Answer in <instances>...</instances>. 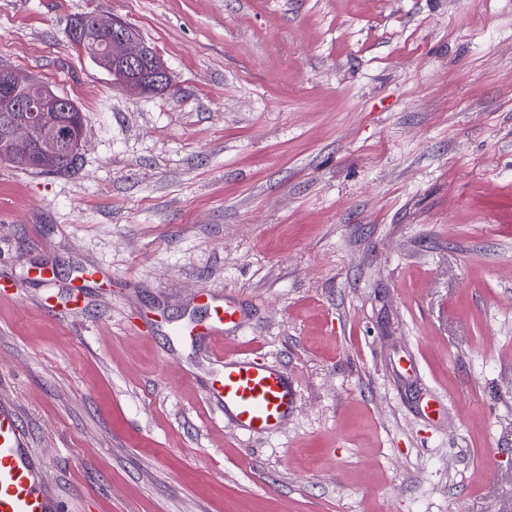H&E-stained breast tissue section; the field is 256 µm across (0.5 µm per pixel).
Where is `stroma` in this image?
I'll use <instances>...</instances> for the list:
<instances>
[{
  "label": "stroma",
  "mask_w": 512,
  "mask_h": 512,
  "mask_svg": "<svg viewBox=\"0 0 512 512\" xmlns=\"http://www.w3.org/2000/svg\"><path fill=\"white\" fill-rule=\"evenodd\" d=\"M88 11L169 88L75 52ZM1 63L84 118L77 173L0 162V400L62 500L512 512V0H0ZM205 289L242 311L225 354L296 384L275 433L164 332ZM97 14L90 12L79 16L74 20L71 25L69 37L72 47L79 54H84L93 64L100 69H103L112 76V80L120 87L126 86L132 81L141 82L137 75L129 70L120 67L119 62L113 59L112 56L116 52L117 43L119 41L118 31L123 29L122 33L127 36H133L145 42L139 33L131 26L117 20H107ZM96 18V22H95ZM109 27L108 29H100L97 26ZM112 28H117L112 32ZM78 43V44H75ZM147 46V62L145 64L146 73L142 75V70L139 72L140 76L149 75L148 72L158 73L157 86L152 87L153 92L164 91L169 86V75L161 57L156 53L153 46L145 42ZM160 76V77H159Z\"/></svg>",
  "instance_id": "1"
}]
</instances>
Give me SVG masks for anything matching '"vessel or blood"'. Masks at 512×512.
<instances>
[{
	"label": "vessel or blood",
	"mask_w": 512,
	"mask_h": 512,
	"mask_svg": "<svg viewBox=\"0 0 512 512\" xmlns=\"http://www.w3.org/2000/svg\"><path fill=\"white\" fill-rule=\"evenodd\" d=\"M209 309L207 322L173 325L171 335H197L213 342V355L224 365L209 384L206 398L225 419L247 433L276 431L296 405L297 389L287 372L251 357L225 358L217 340L235 322L237 306L232 297L200 296ZM45 460L29 442L17 407L0 401V512H64Z\"/></svg>",
	"instance_id": "vessel-or-blood-1"
}]
</instances>
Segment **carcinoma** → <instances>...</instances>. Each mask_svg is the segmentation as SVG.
Wrapping results in <instances>:
<instances>
[{
    "mask_svg": "<svg viewBox=\"0 0 512 512\" xmlns=\"http://www.w3.org/2000/svg\"><path fill=\"white\" fill-rule=\"evenodd\" d=\"M70 42L76 52L85 55L93 64L112 76V80L121 87L138 80L135 73L120 67L113 59L119 41L118 32L96 26L95 13L90 12L74 20L69 32ZM146 71L158 74V85L152 91H164L169 86V75L161 57L153 46H147ZM28 97L24 75L17 69L0 66V124L9 123L19 134L29 138L36 144V149L27 155L12 153L5 145L0 144V160L8 161L14 166L41 173L68 174L75 171L81 160L78 143L84 138V123L81 109L69 98H64L65 112H51L48 123L55 128L64 123L71 132L68 146L59 147L50 163H45L41 145L47 135L45 126L28 121L27 114L15 111V107Z\"/></svg>",
    "mask_w": 512,
    "mask_h": 512,
    "instance_id": "1",
    "label": "carcinoma"
}]
</instances>
